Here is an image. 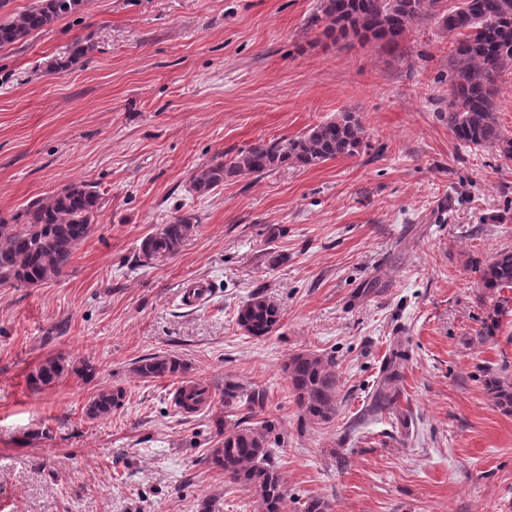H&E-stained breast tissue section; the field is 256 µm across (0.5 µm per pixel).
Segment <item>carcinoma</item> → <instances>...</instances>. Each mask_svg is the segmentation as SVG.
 <instances>
[{
	"mask_svg": "<svg viewBox=\"0 0 512 512\" xmlns=\"http://www.w3.org/2000/svg\"><path fill=\"white\" fill-rule=\"evenodd\" d=\"M82 0H34L17 17L0 22V48L23 41L34 31L74 12ZM447 0H320L319 14L311 25L325 23L322 34L335 42L355 38L399 46L414 26L437 21L454 37L449 69L448 126L461 144L497 148L512 156V138L503 136L496 116L498 78L512 66V0H461L455 8ZM363 127L352 111L312 127L283 146L279 140L259 141L229 162L215 160L198 169L191 180L197 193H209L224 180L240 175H262L288 162L315 166L330 159L352 158L363 147ZM103 208L101 195L92 186L72 184L60 193L34 200L28 205L22 224L0 218V287H29L65 274L76 246L86 239ZM198 228L192 215L175 218L157 232L146 235L140 254L147 260L179 253L183 243ZM481 287L512 290V250L495 254L481 270ZM503 299L487 313L479 335L490 338L507 312ZM280 319L279 307L257 292L239 309L238 325L250 336L273 332ZM385 375L371 396L369 411L380 410L391 401L389 385L400 378L393 352ZM188 365L175 356L153 354L135 362L134 371L144 380L176 377ZM61 358H49L32 375L37 388L52 385L64 373ZM289 390L302 416L319 425L330 422L338 410L339 378L331 356L299 353L285 367ZM485 388L496 404L512 410V383L495 375ZM123 391L106 389L86 405L91 419H105L120 405ZM243 400L245 414L231 425L215 420L217 445L206 461L224 472L226 481L244 487L258 499L260 512H284L288 492L276 469L274 448L267 421H255L267 403V393L254 389L243 396L234 383L224 385V401L231 406Z\"/></svg>",
	"mask_w": 512,
	"mask_h": 512,
	"instance_id": "1",
	"label": "carcinoma"
}]
</instances>
